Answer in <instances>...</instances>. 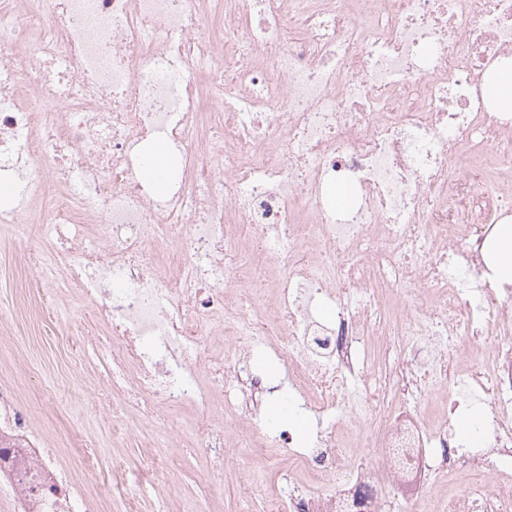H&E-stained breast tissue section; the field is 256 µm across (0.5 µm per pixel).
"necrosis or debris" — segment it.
<instances>
[{
  "label": "necrosis or debris",
  "instance_id": "1",
  "mask_svg": "<svg viewBox=\"0 0 512 512\" xmlns=\"http://www.w3.org/2000/svg\"><path fill=\"white\" fill-rule=\"evenodd\" d=\"M0 223L51 194L59 269L103 333V388L141 415L189 407L216 466L275 387L255 339L323 426L269 512H512V283L483 257L512 215V114L480 91L512 52V0H0ZM170 152L169 190L141 176ZM352 200L337 209L332 187ZM331 306L323 316L322 306ZM445 396L437 423L416 415ZM482 405V449L448 437ZM344 412L376 428L349 456ZM0 381L16 512H76Z\"/></svg>",
  "mask_w": 512,
  "mask_h": 512
}]
</instances>
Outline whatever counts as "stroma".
Returning a JSON list of instances; mask_svg holds the SVG:
<instances>
[{
	"label": "stroma",
	"mask_w": 512,
	"mask_h": 512,
	"mask_svg": "<svg viewBox=\"0 0 512 512\" xmlns=\"http://www.w3.org/2000/svg\"><path fill=\"white\" fill-rule=\"evenodd\" d=\"M51 206L43 204L32 224H0V308L14 317L0 332V379L15 381L33 406L31 430L55 448L64 469L70 470L79 490L94 488L112 512H123L121 493L110 476L121 467L134 477L147 454L177 457L178 469L165 472L170 495L148 489L137 494L138 512H266L271 495L285 491L279 478L288 466V454L277 444L250 448L223 472L183 440L182 429L193 418L183 409L168 424L116 416L98 400L95 391L105 373L93 357H80L70 342L92 323V306L79 298L52 267L55 239L48 232ZM39 269L51 310L37 311L38 297L29 283ZM250 480L253 494L242 499L239 486Z\"/></svg>",
	"instance_id": "1"
}]
</instances>
